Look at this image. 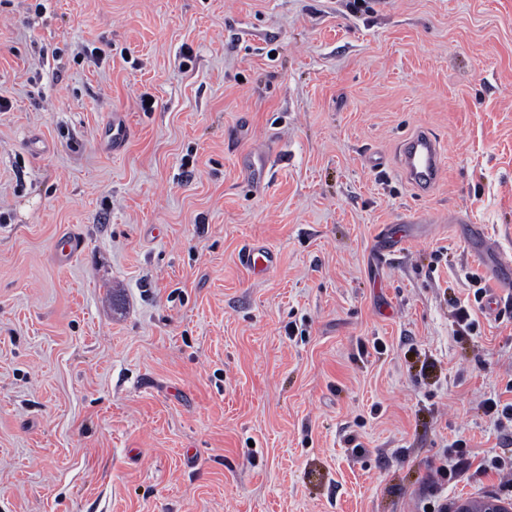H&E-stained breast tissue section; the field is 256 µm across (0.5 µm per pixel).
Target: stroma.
Masks as SVG:
<instances>
[{
	"instance_id": "obj_1",
	"label": "stroma",
	"mask_w": 512,
	"mask_h": 512,
	"mask_svg": "<svg viewBox=\"0 0 512 512\" xmlns=\"http://www.w3.org/2000/svg\"><path fill=\"white\" fill-rule=\"evenodd\" d=\"M0 97V512L512 507V0H0ZM130 135L129 126L125 116L120 112L112 114V119L102 130V137L112 147V151H120L126 144ZM444 147L430 131H419L403 141L400 170L416 190L428 193L439 182L444 166ZM240 262L253 275H263L275 266L277 254L269 247L254 245L241 254Z\"/></svg>"
}]
</instances>
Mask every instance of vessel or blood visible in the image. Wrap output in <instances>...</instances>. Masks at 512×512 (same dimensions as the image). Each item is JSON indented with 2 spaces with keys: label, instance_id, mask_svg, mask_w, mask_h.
I'll return each mask as SVG.
<instances>
[{
  "label": "vessel or blood",
  "instance_id": "b4317fda",
  "mask_svg": "<svg viewBox=\"0 0 512 512\" xmlns=\"http://www.w3.org/2000/svg\"><path fill=\"white\" fill-rule=\"evenodd\" d=\"M130 135L129 126L122 113H114L103 128L102 136L120 151ZM444 147L441 140L429 131H419L406 138L401 146L400 170L405 180L416 190L426 193L438 183L444 166ZM243 267L252 274L262 275L277 262L275 251L263 245L248 247L240 256Z\"/></svg>",
  "mask_w": 512,
  "mask_h": 512
}]
</instances>
